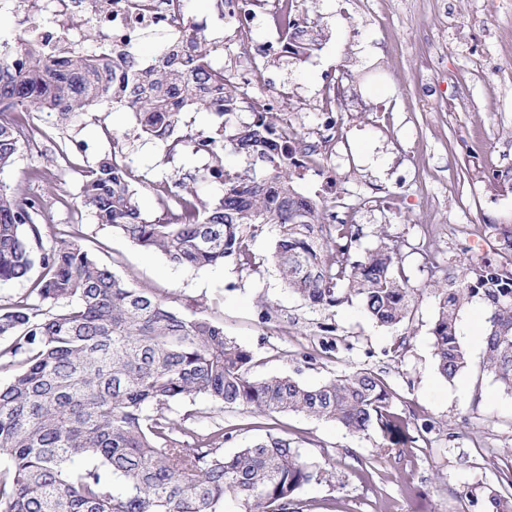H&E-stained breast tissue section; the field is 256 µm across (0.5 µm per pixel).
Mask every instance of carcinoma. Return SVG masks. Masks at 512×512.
<instances>
[{"instance_id":"cac0c4a2","label":"carcinoma","mask_w":512,"mask_h":512,"mask_svg":"<svg viewBox=\"0 0 512 512\" xmlns=\"http://www.w3.org/2000/svg\"><path fill=\"white\" fill-rule=\"evenodd\" d=\"M302 30L284 35L305 52ZM37 27L0 43V172L29 142L33 112L70 120L105 102L137 118L136 135L208 155L201 179L219 183L213 201L180 183L156 182L160 216H142L133 169L117 153L86 172L81 207L133 244L196 269L254 263L250 247L263 226L276 228L271 260L288 291L313 309L353 300L380 327L411 320L417 289L395 274L399 249L385 232L359 251L358 224H327L324 205L303 195L306 167L292 160L282 113L237 86L212 61L204 34L190 25L152 61L126 52H82L37 44ZM221 118L210 135L192 131L187 112ZM249 111L251 121L231 122ZM230 143L249 160L224 168L218 147ZM263 163L262 172L255 162ZM54 198L34 200L0 183V280H32L30 291L0 305V512H303L301 492L316 480L286 436L267 433L225 453L218 425L201 434L166 417L170 404L203 397L214 407H246L261 416L301 414L334 422L354 436L401 435L415 415L394 407L383 377L361 368L308 386L290 376L254 379L253 354L198 312L172 310L101 265L77 232L53 245L36 216ZM501 253L512 256V227L488 224ZM36 279H31L33 272ZM438 299L432 328L438 373L452 382L470 368L462 318L485 306L481 369L512 394V264L468 255L429 283ZM122 481L121 487L114 479ZM483 507L512 512V496L489 490Z\"/></svg>"}]
</instances>
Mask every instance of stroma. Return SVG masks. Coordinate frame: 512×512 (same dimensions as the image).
<instances>
[{"mask_svg":"<svg viewBox=\"0 0 512 512\" xmlns=\"http://www.w3.org/2000/svg\"><path fill=\"white\" fill-rule=\"evenodd\" d=\"M384 9L382 23L356 12L351 0H300L298 18L313 50L267 56L264 18L244 40L214 0H185L186 16L217 47L215 62L233 72L252 61L267 88L288 90V119L307 141L316 139L331 77L342 78L346 100L336 155L327 162L335 177L330 190L338 215L361 225L362 247L375 245L382 230L400 247L401 270L418 294L413 319L398 331L374 325L358 303L320 311L289 293L269 260L273 226L252 241L255 267L193 269L99 224L79 206L84 172L115 150L141 178L145 217L160 213L149 185L163 178L207 199L222 193L201 178L207 156L188 149L170 156L156 142L133 138L131 111L104 105L69 123L54 112L34 113L32 145L0 181L25 184L30 197L55 196L45 243L61 229L80 232L95 258L131 286L153 290L176 311L201 312L250 350L254 377L315 385L369 368L387 381L395 405L434 427L413 443L395 438L385 455L375 431L359 438L332 422L288 413L260 417L243 407L219 411L202 398L172 405L170 419L201 431L222 424L228 453L263 438L270 426L288 436L331 473L302 492L305 512H468L470 498L488 489L512 494L499 478L500 469L512 466V395L480 371L483 349L469 338L472 370L451 382L438 375L431 334L437 302L427 284L432 267L459 260L465 238L481 240L483 253L499 260L498 243L484 228L512 226V180L495 183L476 172L481 162L512 172V75L500 71V47L512 43V0H415L409 12L389 0ZM34 23L48 29L55 18L46 11L30 20L14 0H0L1 40L26 36ZM478 65L485 72L480 79L473 75ZM452 73L469 108L456 104ZM34 168L45 171V180L26 183ZM299 186L313 198L330 191L311 174ZM401 335L407 345L395 358L390 347Z\"/></svg>","mask_w":512,"mask_h":512,"instance_id":"35a3bbf8","label":"stroma"}]
</instances>
